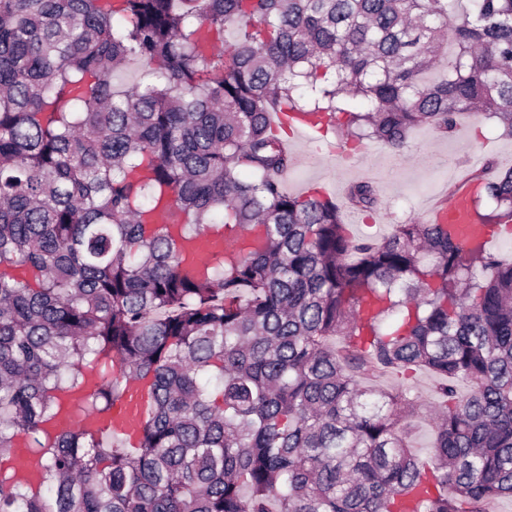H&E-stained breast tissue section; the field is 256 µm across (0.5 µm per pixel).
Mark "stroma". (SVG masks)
<instances>
[{
  "label": "stroma",
  "instance_id": "1",
  "mask_svg": "<svg viewBox=\"0 0 512 512\" xmlns=\"http://www.w3.org/2000/svg\"><path fill=\"white\" fill-rule=\"evenodd\" d=\"M288 151L293 158L284 178L288 191L322 189L344 202L345 221L355 237L377 240L388 236L395 225L425 221L458 179L479 172L491 177L512 167V138L503 136L496 122L472 118L461 119L448 135L418 127L400 150L372 140L343 147L334 134L311 130L293 137ZM363 181L372 182L377 191V205L369 212L346 203L350 187ZM372 382L409 389L416 397L419 412L411 445L419 456H428L435 438L433 376L424 371L406 378L385 374Z\"/></svg>",
  "mask_w": 512,
  "mask_h": 512
}]
</instances>
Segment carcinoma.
<instances>
[{"label":"carcinoma","instance_id":"obj_1","mask_svg":"<svg viewBox=\"0 0 512 512\" xmlns=\"http://www.w3.org/2000/svg\"><path fill=\"white\" fill-rule=\"evenodd\" d=\"M230 27L227 57L202 48ZM131 61L147 79L113 85ZM279 113L395 149L464 115L512 137V0H0V512L512 497V261L454 224L355 237L335 199L285 190ZM473 181L478 219L512 224V168ZM205 236L224 255L189 261ZM416 370L439 397L427 458L417 404L361 384ZM129 382L136 433L48 429Z\"/></svg>","mask_w":512,"mask_h":512}]
</instances>
